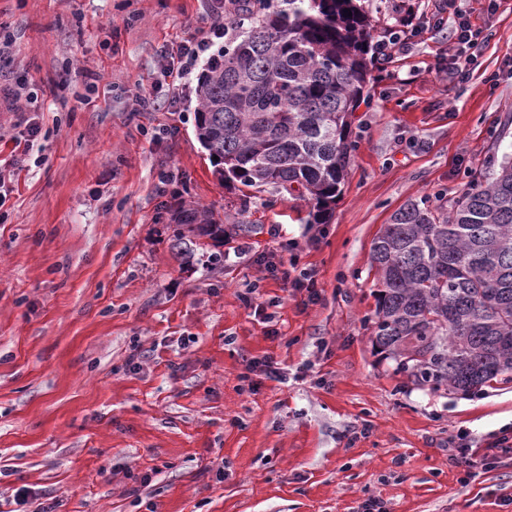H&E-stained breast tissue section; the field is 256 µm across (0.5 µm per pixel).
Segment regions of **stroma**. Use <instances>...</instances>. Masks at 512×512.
I'll return each mask as SVG.
<instances>
[{
    "label": "stroma",
    "mask_w": 512,
    "mask_h": 512,
    "mask_svg": "<svg viewBox=\"0 0 512 512\" xmlns=\"http://www.w3.org/2000/svg\"><path fill=\"white\" fill-rule=\"evenodd\" d=\"M222 2L0 0L15 36L0 77L40 91L0 112V512L23 486L25 512H512V453L454 458L461 436L512 430V384L414 385L370 322L383 224L512 150V0H379L384 22L411 5L420 33L353 113L323 224L301 198L225 183L195 137L197 82L175 84L162 49ZM461 14L489 35L473 64L449 49ZM172 88L176 104L134 111ZM163 170L177 180L161 195ZM191 204L224 236L186 260L175 216ZM294 265L317 303L285 279ZM250 285L267 314L243 303Z\"/></svg>",
    "instance_id": "obj_1"
}]
</instances>
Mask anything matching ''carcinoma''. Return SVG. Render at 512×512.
I'll use <instances>...</instances> for the list:
<instances>
[{"instance_id": "obj_1", "label": "carcinoma", "mask_w": 512, "mask_h": 512, "mask_svg": "<svg viewBox=\"0 0 512 512\" xmlns=\"http://www.w3.org/2000/svg\"><path fill=\"white\" fill-rule=\"evenodd\" d=\"M371 0H229L224 48L198 77L195 132L226 183L298 194L324 224L374 79ZM350 10L352 16L344 15ZM224 233L184 210L186 235ZM372 341L416 385L462 394L512 383V155L450 204L411 201L375 238Z\"/></svg>"}]
</instances>
